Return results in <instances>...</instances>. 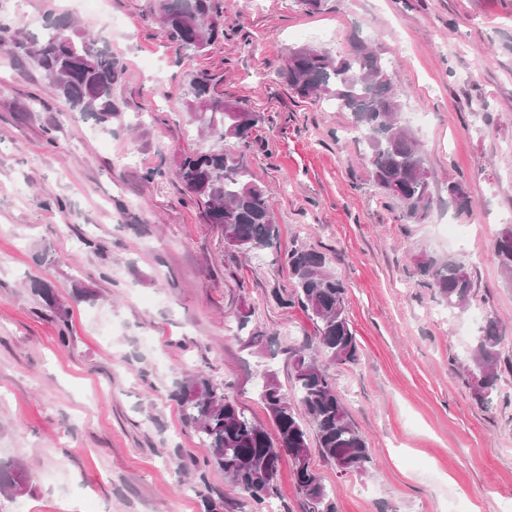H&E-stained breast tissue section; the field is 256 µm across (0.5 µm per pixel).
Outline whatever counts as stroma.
Segmentation results:
<instances>
[{
	"mask_svg": "<svg viewBox=\"0 0 512 512\" xmlns=\"http://www.w3.org/2000/svg\"><path fill=\"white\" fill-rule=\"evenodd\" d=\"M0 15L32 39L68 17L119 71V111L102 124L30 60L0 56V461L34 477L0 512H207L210 499L257 512L219 470L196 479L207 451L170 392L204 369L274 431L261 374L289 386L294 351L317 332L292 301L281 253L294 248L327 257L359 344L355 363L328 371L374 464L344 474L311 456L337 512H504L512 373L483 406L458 364L490 318L512 363V283L495 254L512 224V0H224V36L198 54L168 36L158 0H0ZM362 44L394 71L422 146L433 208L420 224L376 186L350 113L279 75L290 51ZM197 77L258 117L245 154L281 233L262 255L225 247L175 176L183 153L221 144L191 120ZM423 252L469 264L466 310L416 274ZM78 285L91 298L76 300ZM244 315L262 348L245 343Z\"/></svg>",
	"mask_w": 512,
	"mask_h": 512,
	"instance_id": "1",
	"label": "stroma"
}]
</instances>
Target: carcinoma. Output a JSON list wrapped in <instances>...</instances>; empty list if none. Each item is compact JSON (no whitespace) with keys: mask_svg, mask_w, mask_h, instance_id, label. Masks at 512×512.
I'll return each instance as SVG.
<instances>
[{"mask_svg":"<svg viewBox=\"0 0 512 512\" xmlns=\"http://www.w3.org/2000/svg\"><path fill=\"white\" fill-rule=\"evenodd\" d=\"M159 10L170 37L185 50L200 52L224 34L219 26V0H160ZM8 44L36 63L71 111L91 114L101 123L112 122V114L118 111L112 102L117 67L112 55L97 48L94 39L70 23L49 18L42 38L30 43L0 18V47ZM282 74L295 94L326 100L351 114L352 126L365 138L375 183L398 202L402 219L424 221L433 204L430 175L418 141L401 124L400 96L381 55L365 45L343 58L305 48L288 56ZM192 93L199 108L192 119L202 132L248 144L254 115L214 97L205 78L193 83ZM177 175L201 204L206 222L222 227L228 248L254 255L278 241L276 213L264 190L252 180L243 154L214 149L192 152L181 159ZM495 253L502 274L512 279V250L498 240ZM284 261L295 283L298 304L316 323L318 355L305 347L294 352L290 378L297 406L276 376L267 374L260 398L276 435L248 418L202 368L176 384L174 397L184 423L208 451L206 466L223 471L232 488L253 504L261 506L275 494L280 461L286 454L310 512H337L311 463L306 425L315 430L319 454L336 470L360 472L371 463L370 449L323 365L325 360L355 362L358 340L346 314V290L326 256L295 248L284 255ZM415 268L448 309L468 307L473 278L465 264L421 253L415 258ZM500 345L498 322L490 318L476 339L470 362L460 365L473 398L481 404L492 402L497 394ZM29 489L30 479L21 462L0 463V495L14 497Z\"/></svg>","mask_w":512,"mask_h":512,"instance_id":"carcinoma-1","label":"carcinoma"}]
</instances>
